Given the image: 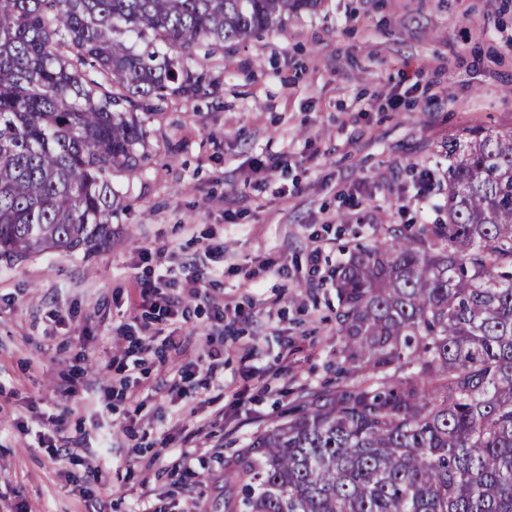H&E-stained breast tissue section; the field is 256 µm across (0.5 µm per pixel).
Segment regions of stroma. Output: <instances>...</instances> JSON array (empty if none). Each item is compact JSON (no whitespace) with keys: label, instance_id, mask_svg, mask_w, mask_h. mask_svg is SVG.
<instances>
[{"label":"stroma","instance_id":"1","mask_svg":"<svg viewBox=\"0 0 512 512\" xmlns=\"http://www.w3.org/2000/svg\"><path fill=\"white\" fill-rule=\"evenodd\" d=\"M183 65L205 94L144 114L111 246L0 261V512H224L228 462L336 382L332 270L445 218L449 145L512 132V0H321ZM164 272L187 321L141 291Z\"/></svg>","mask_w":512,"mask_h":512}]
</instances>
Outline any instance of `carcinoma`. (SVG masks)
Listing matches in <instances>:
<instances>
[{
  "mask_svg": "<svg viewBox=\"0 0 512 512\" xmlns=\"http://www.w3.org/2000/svg\"><path fill=\"white\" fill-rule=\"evenodd\" d=\"M320 0H0V260L112 244L175 55ZM446 220L336 266V373L254 436L232 512H512V133L448 148Z\"/></svg>",
  "mask_w": 512,
  "mask_h": 512,
  "instance_id": "cac0c4a2",
  "label": "carcinoma"
}]
</instances>
